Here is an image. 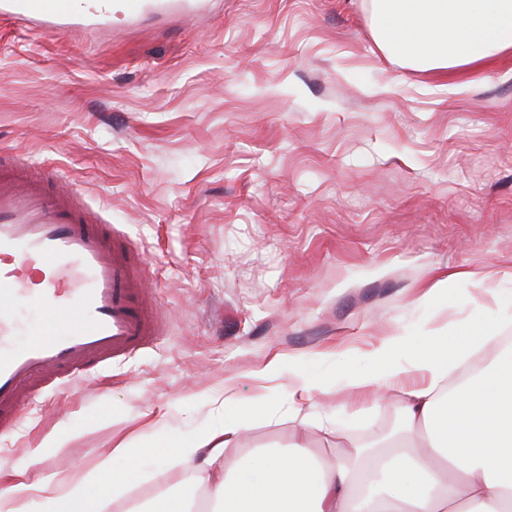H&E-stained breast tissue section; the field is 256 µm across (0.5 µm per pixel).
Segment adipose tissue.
I'll return each mask as SVG.
<instances>
[{"mask_svg": "<svg viewBox=\"0 0 512 512\" xmlns=\"http://www.w3.org/2000/svg\"><path fill=\"white\" fill-rule=\"evenodd\" d=\"M378 44L421 70L478 69L512 53V0H369ZM476 350L487 364L453 380ZM370 368L348 373L346 387L369 409L393 404L400 430L386 451L357 463L320 457L304 437L289 448L239 451L251 407L224 387V419L163 445L118 444L94 472H54L27 482L24 467L0 481V512H102L129 477L113 456L167 458L191 472L131 512H512V346L480 331L461 347L435 337L427 349L394 334L371 353Z\"/></svg>", "mask_w": 512, "mask_h": 512, "instance_id": "ef3b65f1", "label": "adipose tissue"}]
</instances>
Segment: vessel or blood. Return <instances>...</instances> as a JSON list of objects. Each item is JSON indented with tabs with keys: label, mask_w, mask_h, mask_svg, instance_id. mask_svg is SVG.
<instances>
[{
	"label": "vessel or blood",
	"mask_w": 512,
	"mask_h": 512,
	"mask_svg": "<svg viewBox=\"0 0 512 512\" xmlns=\"http://www.w3.org/2000/svg\"><path fill=\"white\" fill-rule=\"evenodd\" d=\"M198 0H116L135 19L177 10L193 14ZM0 13L38 27L64 30L82 18L73 0H0ZM28 160L0 153V426H20L24 397L47 384L72 386L105 365L148 348L164 335L165 312L144 274L149 258L121 225L63 184L47 189L30 177ZM43 309L29 325L20 307Z\"/></svg>",
	"instance_id": "vessel-or-blood-1"
}]
</instances>
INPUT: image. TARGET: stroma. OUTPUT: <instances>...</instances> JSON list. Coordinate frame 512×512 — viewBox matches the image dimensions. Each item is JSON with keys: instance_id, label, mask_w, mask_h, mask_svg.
Masks as SVG:
<instances>
[{"instance_id": "obj_1", "label": "stroma", "mask_w": 512, "mask_h": 512, "mask_svg": "<svg viewBox=\"0 0 512 512\" xmlns=\"http://www.w3.org/2000/svg\"><path fill=\"white\" fill-rule=\"evenodd\" d=\"M447 95L440 74L376 43L368 0H207L192 20L120 13L66 32L0 19V148L45 165L151 262L146 282L168 331L91 388L30 405L0 433V465L30 479L92 470L115 441L176 447L224 418L235 377L255 424L244 450L292 438L288 397L252 378L273 353L313 394L347 447L384 437L394 408L358 412L345 374L382 336L497 328L512 309V57ZM469 294L425 299L440 273ZM166 425H145L146 409ZM68 433L64 453L32 452ZM108 512L190 482L163 463Z\"/></svg>"}]
</instances>
